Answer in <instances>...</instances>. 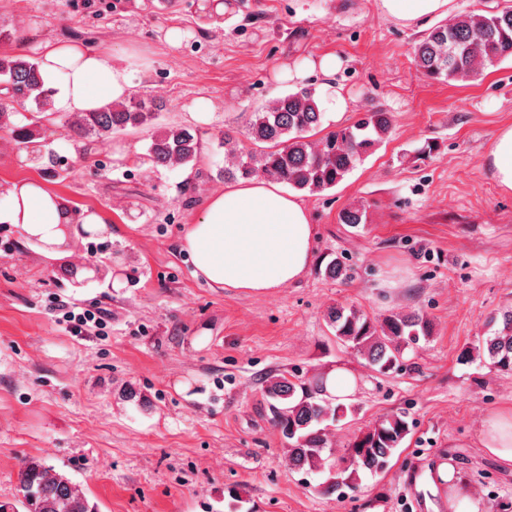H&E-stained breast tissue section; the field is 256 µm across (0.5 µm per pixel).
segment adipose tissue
<instances>
[{
  "label": "adipose tissue",
  "mask_w": 512,
  "mask_h": 512,
  "mask_svg": "<svg viewBox=\"0 0 512 512\" xmlns=\"http://www.w3.org/2000/svg\"><path fill=\"white\" fill-rule=\"evenodd\" d=\"M452 0H379L386 16L409 25L448 12ZM43 80L52 89L51 111L61 116L91 112L125 100L133 89L128 66L111 51H90L80 43L43 46ZM341 58L327 53L283 68L278 80L299 82L319 72L332 109L348 104L336 74ZM487 162L500 189L512 191V125L497 132ZM7 205L0 223L16 225L46 257L54 258L73 220L66 201L41 181L19 180L5 188ZM315 229L304 202L278 183L263 178L241 180L210 194L201 217L190 224L179 247L192 259L195 277L217 288L267 293L300 279L313 261ZM479 443L485 452L512 464V409L490 414Z\"/></svg>",
  "instance_id": "1"
}]
</instances>
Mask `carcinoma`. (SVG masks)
I'll return each instance as SVG.
<instances>
[{"instance_id":"1","label":"carcinoma","mask_w":512,"mask_h":512,"mask_svg":"<svg viewBox=\"0 0 512 512\" xmlns=\"http://www.w3.org/2000/svg\"><path fill=\"white\" fill-rule=\"evenodd\" d=\"M419 71L438 81H471L490 66L512 61V5L486 13L460 15L429 29L414 50ZM0 132L17 145L44 147L36 142L38 128L51 120L46 115L51 95L39 71L38 59L24 55H0ZM30 105L28 123L12 120L14 104ZM162 110L156 100L109 104L95 112L68 117L65 128L75 142L91 145L129 128H154L148 148L156 166L176 169L197 161L200 142L180 125L157 126ZM323 112L315 91L303 87L276 97L251 113L245 137L259 150H247L232 131H224V176L232 179L265 178L310 193L339 184L377 143L391 131L392 115L382 110L365 113L350 126L327 133L318 140L310 132L320 124ZM502 327L482 345L463 355L489 360L490 368L512 374V306L501 314ZM336 344L363 356L381 374L399 370L406 349L432 336L431 321L418 312L390 309L370 316L354 305H337L326 316ZM263 393L274 424L288 440V470L323 474L322 493L345 496L359 486L360 475L388 471L390 461L410 433L403 414H390L359 431L338 458L325 455L333 447L328 423L355 412L350 404L326 394L324 376L295 382L282 372L266 381ZM17 503L23 512H92L83 490L64 475L38 461L20 471Z\"/></svg>"}]
</instances>
